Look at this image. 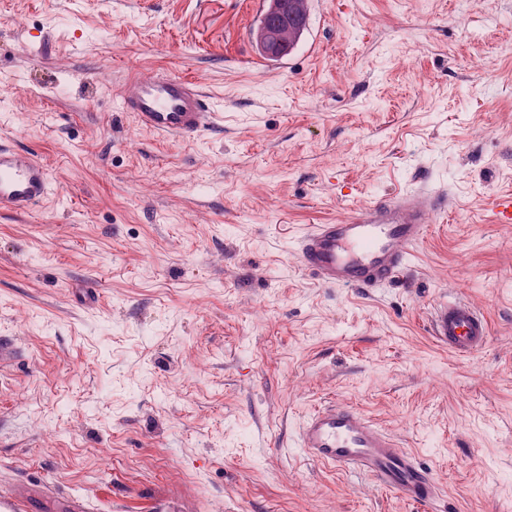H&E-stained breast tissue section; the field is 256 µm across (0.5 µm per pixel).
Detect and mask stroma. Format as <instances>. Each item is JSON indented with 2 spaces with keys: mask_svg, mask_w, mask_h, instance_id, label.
Returning a JSON list of instances; mask_svg holds the SVG:
<instances>
[{
  "mask_svg": "<svg viewBox=\"0 0 512 512\" xmlns=\"http://www.w3.org/2000/svg\"><path fill=\"white\" fill-rule=\"evenodd\" d=\"M265 0H0V143L51 176L0 214V490L95 512H512V0H310L291 56ZM173 70L216 117L178 138L117 103ZM448 192L388 286L323 285L298 238ZM490 322L459 357L441 301ZM338 402L426 463L433 503L304 456ZM271 9L265 14L268 19H276L281 16L283 10V1L280 0H271ZM264 11L261 15L259 23H263L266 21L264 17ZM263 18V19H262ZM261 35L264 43L265 52L270 56H275L280 49L281 45L284 44L286 39L288 38V32L284 31L281 26L278 25V22L275 23L271 21L265 22L261 26ZM430 330L438 344L459 357H471L483 350L491 335L487 318L461 299L446 300L437 305Z\"/></svg>",
  "mask_w": 512,
  "mask_h": 512,
  "instance_id": "obj_1",
  "label": "stroma"
}]
</instances>
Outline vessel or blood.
Returning a JSON list of instances; mask_svg holds the SVG:
<instances>
[{
  "mask_svg": "<svg viewBox=\"0 0 512 512\" xmlns=\"http://www.w3.org/2000/svg\"><path fill=\"white\" fill-rule=\"evenodd\" d=\"M119 98L122 111L133 113L151 131L190 138L207 130L213 114L195 83L173 73L129 76ZM50 190V176L35 155L0 145V213L26 215ZM446 192L431 189L380 199L357 209L348 219L315 224L301 237L302 267L332 287L374 288L386 285L409 263L411 250L425 236L428 214L448 207ZM430 334L460 357L483 350L490 324L468 302L443 301L434 309ZM301 449L313 460L373 480L397 497L429 503L439 494L430 473L376 422L339 403L310 413L300 430ZM0 512H32L29 492L0 493Z\"/></svg>",
  "mask_w": 512,
  "mask_h": 512,
  "instance_id": "b4317fda",
  "label": "vessel or blood"
}]
</instances>
